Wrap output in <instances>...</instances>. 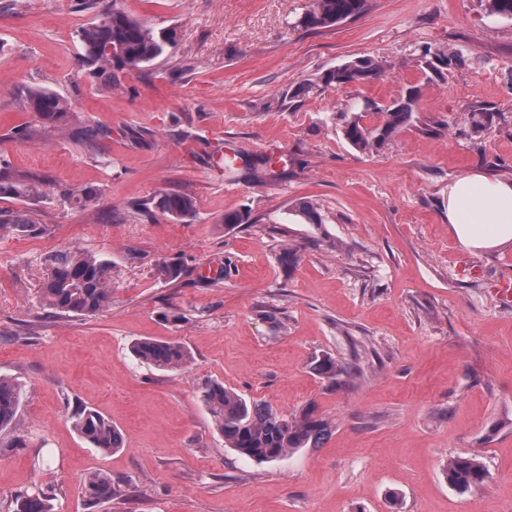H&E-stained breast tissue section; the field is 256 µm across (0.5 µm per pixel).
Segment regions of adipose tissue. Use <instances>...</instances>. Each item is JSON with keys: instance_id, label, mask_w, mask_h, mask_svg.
Returning a JSON list of instances; mask_svg holds the SVG:
<instances>
[{"instance_id": "ef3b65f1", "label": "adipose tissue", "mask_w": 512, "mask_h": 512, "mask_svg": "<svg viewBox=\"0 0 512 512\" xmlns=\"http://www.w3.org/2000/svg\"><path fill=\"white\" fill-rule=\"evenodd\" d=\"M448 224L465 249L512 245V180L470 170L448 183Z\"/></svg>"}]
</instances>
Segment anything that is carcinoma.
<instances>
[{
    "label": "carcinoma",
    "mask_w": 512,
    "mask_h": 512,
    "mask_svg": "<svg viewBox=\"0 0 512 512\" xmlns=\"http://www.w3.org/2000/svg\"><path fill=\"white\" fill-rule=\"evenodd\" d=\"M366 8L367 0H313L311 8L293 22V27L306 31L333 27L359 16ZM487 10L491 15L512 19V0H487ZM175 38L173 30L156 32L114 5L103 12L98 22L82 31L81 48L85 59L110 74L143 69L164 56ZM453 61L454 56L428 46L422 48L419 55L421 69L438 77ZM388 68L383 60L361 56L325 73L322 81L326 86L346 87L377 79ZM419 97L420 90L412 87L405 96L384 108L368 98L363 99L359 111L345 121V139L363 153L382 148L394 133L412 120ZM26 104L46 125L55 127L68 117L66 104L51 91L29 92ZM371 114L380 115V120L368 126L363 119ZM36 190V181L0 165V199L19 198ZM63 196L70 205L86 210L95 207L98 192L88 186L68 190ZM154 204L178 221L196 213L195 198L186 191L164 192ZM0 230L34 235L45 232V227L24 212L0 208ZM46 267L41 293L47 309L60 314L94 315L112 306V262L73 247L48 256ZM133 351L139 359L161 370H176L190 359L181 344L154 338L138 340L133 344ZM312 369L332 382L346 373V369L327 354L315 358ZM202 399L216 430L224 436V443L237 454L259 463L277 461L303 448H317L331 433L332 423L312 408L288 416L266 403L248 400L222 383L208 384ZM22 403L19 385L1 376V432L16 427ZM73 426L83 440L103 452L123 447L118 429L93 409H78ZM446 478L450 486L466 492L485 485L490 472L477 456H458L448 460ZM82 491L91 506L108 500L114 494L112 477L91 473L85 478ZM16 512H51L49 497L41 489L26 491L16 497Z\"/></svg>",
    "instance_id": "cac0c4a2"
}]
</instances>
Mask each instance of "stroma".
I'll use <instances>...</instances> for the list:
<instances>
[{
  "instance_id": "obj_1",
  "label": "stroma",
  "mask_w": 512,
  "mask_h": 512,
  "mask_svg": "<svg viewBox=\"0 0 512 512\" xmlns=\"http://www.w3.org/2000/svg\"><path fill=\"white\" fill-rule=\"evenodd\" d=\"M310 3L118 0L177 36L111 81L79 59L103 0H0V162L40 184L0 206L44 227L0 236V375L23 391L16 430L0 433V512L35 485L53 512H512V302L496 291L512 246L472 252L448 227L449 180H512V20L486 0H367L338 26L293 28ZM426 46L458 57L432 81ZM364 55L389 70L322 84ZM413 86L418 110L384 147L347 142L359 100ZM33 89L60 95L71 121L43 126ZM89 127L108 135L86 141ZM268 157L270 174L252 177ZM88 185L90 211L59 194ZM183 189L193 220L152 209ZM308 201L319 222L298 215ZM238 211L249 222L225 225ZM72 247L111 260V308L40 306L45 257ZM163 259L178 280L158 275ZM146 337L183 344L190 364L141 362L131 346ZM322 354L351 376L320 378ZM214 381L288 413L315 405L334 430L274 462L239 456L203 404ZM80 407L108 418L122 448L85 442ZM473 453L491 479L463 494L444 469ZM93 471L116 493L92 508Z\"/></svg>"
}]
</instances>
